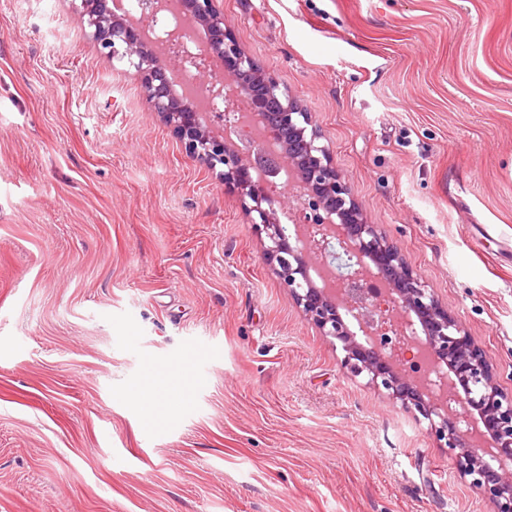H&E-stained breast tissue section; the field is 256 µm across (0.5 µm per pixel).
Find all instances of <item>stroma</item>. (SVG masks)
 Here are the masks:
<instances>
[{"label": "stroma", "instance_id": "1", "mask_svg": "<svg viewBox=\"0 0 512 512\" xmlns=\"http://www.w3.org/2000/svg\"><path fill=\"white\" fill-rule=\"evenodd\" d=\"M79 5L0 0V512H492ZM218 7L512 396V0ZM171 393V387L159 389L157 385L138 386L130 392L132 399L139 404L153 423L159 421L164 403Z\"/></svg>", "mask_w": 512, "mask_h": 512}]
</instances>
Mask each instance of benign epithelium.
<instances>
[{
    "label": "benign epithelium",
    "instance_id": "benign-epithelium-1",
    "mask_svg": "<svg viewBox=\"0 0 512 512\" xmlns=\"http://www.w3.org/2000/svg\"><path fill=\"white\" fill-rule=\"evenodd\" d=\"M109 3L81 0L92 37L111 56L129 60L150 108L173 126L188 155L211 170L224 166V180L235 182L249 198L251 223L271 241L268 258L277 262L306 319L341 343L342 366L367 373L371 384L427 420L437 446L448 449L455 469L471 478L494 512H512V471L486 460L512 453V397L499 388L486 352L414 275L397 246L364 219L326 148L316 144V133H307L311 115L289 99L282 111L264 114L248 87L224 83L225 75L253 74L265 97L281 94L279 83L258 72L224 30L218 0H182L192 25L205 30L203 39L171 28L165 0H138L140 15L170 46L164 57L147 43L141 25L116 16ZM217 63L225 75L212 76L206 89L209 99L224 104L225 126H247L245 113H252L279 140L277 158L293 169L300 222L291 235L275 218L276 201L269 193L268 178L276 170L228 150L202 125V113L173 92L174 72L211 73ZM312 257L321 258L334 285L313 283ZM373 277L385 284L384 293H369ZM351 323L358 331L349 328ZM422 355L430 364L418 375L413 363Z\"/></svg>",
    "mask_w": 512,
    "mask_h": 512
}]
</instances>
